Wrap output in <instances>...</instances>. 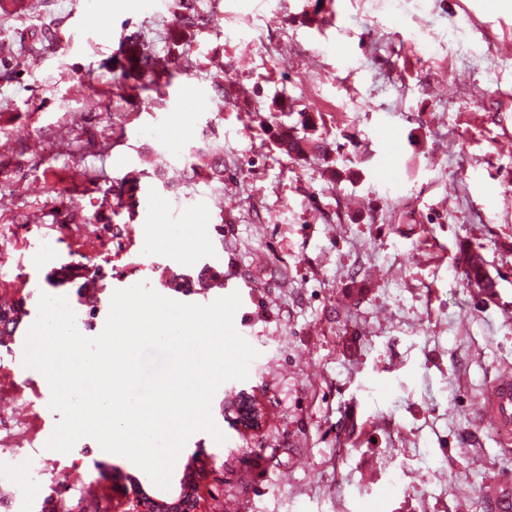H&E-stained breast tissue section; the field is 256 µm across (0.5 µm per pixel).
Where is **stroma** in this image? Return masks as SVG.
<instances>
[{
  "label": "stroma",
  "mask_w": 512,
  "mask_h": 512,
  "mask_svg": "<svg viewBox=\"0 0 512 512\" xmlns=\"http://www.w3.org/2000/svg\"><path fill=\"white\" fill-rule=\"evenodd\" d=\"M204 22L189 62L144 89L124 73L130 38L173 49V0L102 16L94 0H19L0 19V301L28 333L41 294L83 304L64 264L102 268L109 291L147 283L207 305L220 272L257 350L236 381L263 412L244 434L216 391L225 436L193 434L171 477L196 462L200 512H493L487 483L512 456L481 417L512 367V9L484 0H192ZM204 101L180 112L177 98ZM285 98L289 112H273ZM315 124L302 127L301 113ZM191 136L177 133L181 124ZM279 127L325 145L291 158ZM400 142L385 182L374 137ZM171 142L160 150L153 131ZM223 176H215L216 165ZM140 176L135 215L110 232L72 223L102 191ZM165 221L166 244L146 230ZM204 249L176 247L186 229ZM492 293L468 284L462 247ZM184 275L187 293L168 288ZM60 413L30 389H0V512H123L132 480L153 482L91 437L47 449Z\"/></svg>",
  "instance_id": "35a3bbf8"
}]
</instances>
